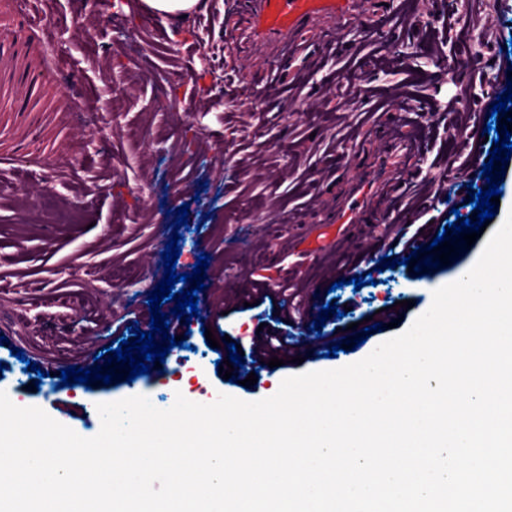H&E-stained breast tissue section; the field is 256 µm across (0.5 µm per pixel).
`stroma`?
Returning a JSON list of instances; mask_svg holds the SVG:
<instances>
[{
  "label": "stroma",
  "instance_id": "obj_1",
  "mask_svg": "<svg viewBox=\"0 0 512 512\" xmlns=\"http://www.w3.org/2000/svg\"><path fill=\"white\" fill-rule=\"evenodd\" d=\"M137 2L30 0L35 22L55 34L57 62L81 78L62 80V98L32 108L51 122L79 112L87 123L40 166L0 170V289L9 291L0 297L8 330L0 390L85 438L100 430V403L144 395L166 409L179 393L206 404L221 394L256 401L287 377L357 362L408 329L435 289L473 267L484 239L449 264L387 268L361 289L350 286L353 248L330 217L383 133L418 122L425 141L399 211L378 210L353 231L377 256L405 227L476 218L470 194L488 181L502 189L490 229L512 210V160L491 176L481 172L504 138L505 123L490 109L512 79V0H412L404 17L381 27L354 18L335 28L330 45L299 49L297 76L287 61L259 60L244 34L248 0H205L177 28L144 22ZM452 57L460 64L454 73ZM438 196L448 206H436ZM175 200L189 207L181 228L169 213ZM176 231L177 273H191L200 254L210 257L209 300L183 339L190 353L171 348L162 370L130 381L108 351L150 330L148 294L164 276L161 254ZM286 276L303 279L314 310L351 307L325 324L342 349L318 357L308 328L299 327L301 363L259 367L250 387L230 383L205 329L220 323L246 344L273 307L225 311V290L247 293L253 280L274 285ZM402 300L413 306L396 329L361 327ZM29 361L39 372L26 370ZM71 366L100 367L112 380L60 387L59 371ZM35 380L39 391L28 390Z\"/></svg>",
  "mask_w": 512,
  "mask_h": 512
}]
</instances>
